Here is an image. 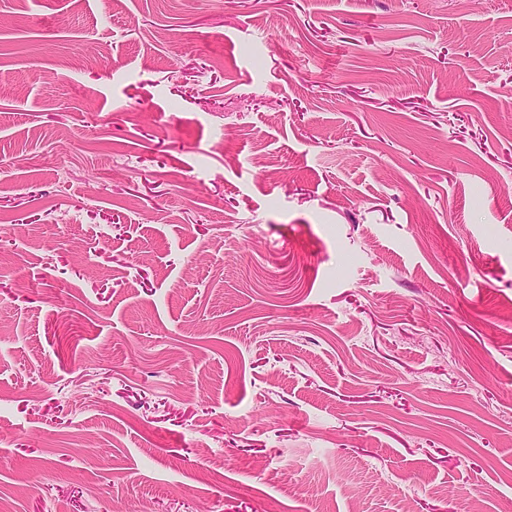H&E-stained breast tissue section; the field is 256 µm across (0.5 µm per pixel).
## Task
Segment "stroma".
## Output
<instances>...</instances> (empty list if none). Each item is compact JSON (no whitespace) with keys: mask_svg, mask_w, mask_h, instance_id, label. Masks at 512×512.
Listing matches in <instances>:
<instances>
[{"mask_svg":"<svg viewBox=\"0 0 512 512\" xmlns=\"http://www.w3.org/2000/svg\"><path fill=\"white\" fill-rule=\"evenodd\" d=\"M474 502L512 0H0V512Z\"/></svg>","mask_w":512,"mask_h":512,"instance_id":"obj_1","label":"stroma"}]
</instances>
